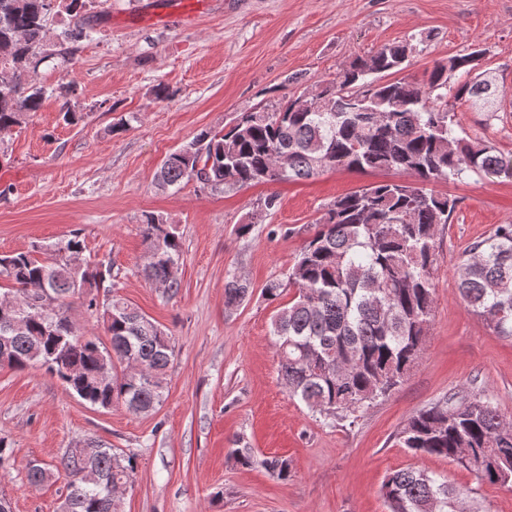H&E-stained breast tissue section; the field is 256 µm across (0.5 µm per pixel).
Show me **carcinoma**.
I'll return each instance as SVG.
<instances>
[{
	"label": "carcinoma",
	"mask_w": 512,
	"mask_h": 512,
	"mask_svg": "<svg viewBox=\"0 0 512 512\" xmlns=\"http://www.w3.org/2000/svg\"><path fill=\"white\" fill-rule=\"evenodd\" d=\"M86 3L65 0L73 25L56 50L63 63L92 34ZM55 9L57 0H0V132L21 126L51 91L63 98L77 94L73 82L50 90L35 77ZM409 53L408 44L391 43L355 58L323 85L322 104L313 110L293 96L242 112L221 131L203 130L170 153L156 175L163 188L193 181L212 189L310 179L331 167L403 176L369 184L327 206L288 270L287 283L272 280L263 288L272 301L286 286L296 288L272 321L278 374L290 396L326 421L352 416L388 394L424 351L435 303L438 234L459 205L458 198L428 185L469 172L512 177V159L457 133L448 101L492 106L476 95L484 78L471 65L484 50L476 46L437 63L423 89L403 79L381 81V74L403 70ZM280 155L288 156L284 174L274 168ZM144 234L151 253L146 279L176 290L172 268L182 255L176 229L148 213ZM108 274L101 263L77 268L66 259L49 262L39 250L0 254V280L23 299L27 319L8 346L0 344V366L37 365L93 406L120 403L148 414L163 401L173 355L169 334L121 298L104 308L106 343L82 335L68 315L67 299L75 295L88 311H98L94 290ZM457 287L493 333L512 339L511 223L496 225L465 250ZM250 295L248 282L234 275L225 279V308L240 307ZM130 359L142 370L127 371ZM399 442L416 455L455 462L493 485H507L502 475L512 474V420L479 392L454 393L420 410L408 419ZM230 458L245 468L259 464L280 480L290 473L287 459L261 458L247 445L232 449ZM87 467L98 472L96 481L84 480ZM135 470L133 457L90 440L67 452L54 470L29 464L27 477L40 484L63 472L66 512H120L112 489L131 484ZM382 493L389 512H457L469 498L445 475L416 469L391 473Z\"/></svg>",
	"instance_id": "obj_1"
}]
</instances>
